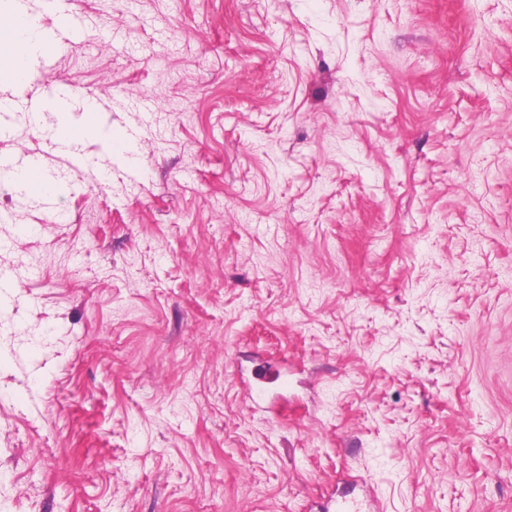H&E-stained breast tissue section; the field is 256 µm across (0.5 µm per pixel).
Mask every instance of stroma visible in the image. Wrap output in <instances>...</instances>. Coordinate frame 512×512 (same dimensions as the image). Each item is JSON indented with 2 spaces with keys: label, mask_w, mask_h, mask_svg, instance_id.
<instances>
[{
  "label": "stroma",
  "mask_w": 512,
  "mask_h": 512,
  "mask_svg": "<svg viewBox=\"0 0 512 512\" xmlns=\"http://www.w3.org/2000/svg\"><path fill=\"white\" fill-rule=\"evenodd\" d=\"M67 6L0 101L115 146L0 112V512H512V0ZM71 98L70 89L59 83H49L45 87L43 107L48 106L57 111L68 110ZM42 160L39 156L29 157L26 161L20 162L13 157L0 155V175L9 176L12 174H22L41 169ZM320 512H377V499L368 493L364 502L355 499H347L344 497L340 501H336L332 496H326L318 505Z\"/></svg>",
  "instance_id": "stroma-1"
}]
</instances>
